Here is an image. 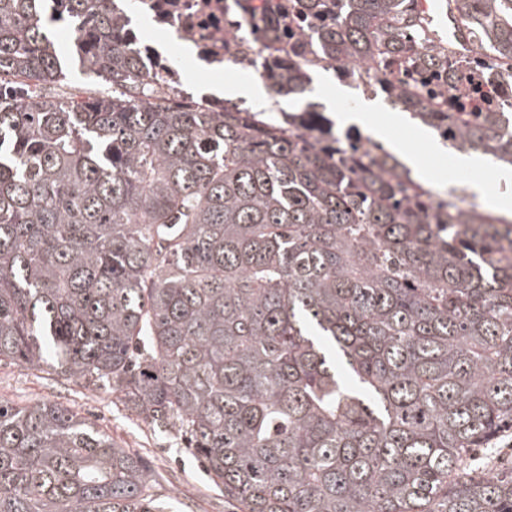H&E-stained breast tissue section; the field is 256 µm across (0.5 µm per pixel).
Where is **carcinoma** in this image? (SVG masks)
I'll use <instances>...</instances> for the list:
<instances>
[{
    "label": "carcinoma",
    "mask_w": 512,
    "mask_h": 512,
    "mask_svg": "<svg viewBox=\"0 0 512 512\" xmlns=\"http://www.w3.org/2000/svg\"><path fill=\"white\" fill-rule=\"evenodd\" d=\"M481 54L412 49L415 0H276L288 122L145 82L112 0H0V361L173 430L237 512H512V221L333 132L310 70L512 165V0H448ZM76 33L96 89L47 94ZM63 405L0 400V512H164Z\"/></svg>",
    "instance_id": "obj_1"
}]
</instances>
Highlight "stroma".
Listing matches in <instances>:
<instances>
[{"label":"stroma","mask_w":512,"mask_h":512,"mask_svg":"<svg viewBox=\"0 0 512 512\" xmlns=\"http://www.w3.org/2000/svg\"><path fill=\"white\" fill-rule=\"evenodd\" d=\"M310 100L322 103L335 122L336 132L347 129L342 117L373 106L379 116L392 122L393 134L417 157L425 183L434 192L461 188L465 203L486 206L488 196L512 199V169L491 163L460 166L459 152L440 143L436 131L426 130L408 113L392 109L383 95L362 92L340 80L333 71L311 73ZM0 400L18 404L52 401L93 421L127 452L141 456L150 474L151 492L167 502V512H232L224 501V489L207 476L199 460L178 447L166 433L131 416L123 405L105 391H89L58 377L45 365L21 367L0 362Z\"/></svg>","instance_id":"35a3bbf8"}]
</instances>
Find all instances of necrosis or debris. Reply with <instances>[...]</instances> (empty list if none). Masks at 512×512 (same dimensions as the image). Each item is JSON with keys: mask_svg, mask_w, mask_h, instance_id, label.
Here are the masks:
<instances>
[{"mask_svg": "<svg viewBox=\"0 0 512 512\" xmlns=\"http://www.w3.org/2000/svg\"><path fill=\"white\" fill-rule=\"evenodd\" d=\"M131 3L156 26L174 32L177 44L150 43L128 28L127 6ZM113 10L115 24L125 30L124 45L137 53L144 72L159 76L162 88L173 89L184 98L189 92L171 60L175 48L192 47L190 61L206 73L222 69L225 61L241 51L239 40L230 36L244 21L235 0H114Z\"/></svg>", "mask_w": 512, "mask_h": 512, "instance_id": "obj_1", "label": "necrosis or debris"}]
</instances>
